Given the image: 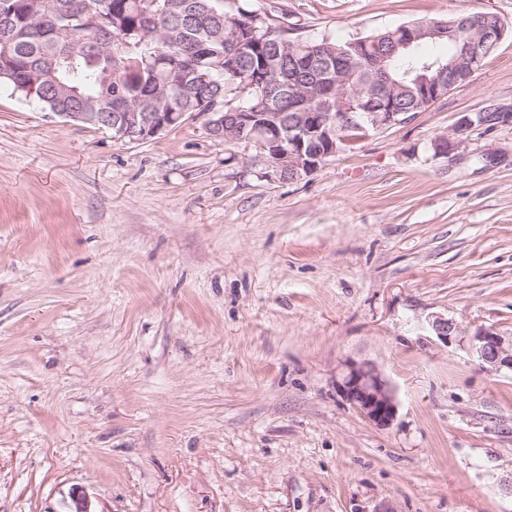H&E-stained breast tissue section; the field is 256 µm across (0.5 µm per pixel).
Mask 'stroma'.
<instances>
[{
	"instance_id": "obj_1",
	"label": "stroma",
	"mask_w": 512,
	"mask_h": 512,
	"mask_svg": "<svg viewBox=\"0 0 512 512\" xmlns=\"http://www.w3.org/2000/svg\"><path fill=\"white\" fill-rule=\"evenodd\" d=\"M291 40L467 10L509 30L470 81L260 177L191 115L153 139L0 93V512H512V0H226ZM453 320L444 344L430 323ZM374 365L380 429L337 382ZM470 343L482 368L489 372H499L502 369L512 371V339L510 343H506L503 336L485 330L472 336Z\"/></svg>"
}]
</instances>
